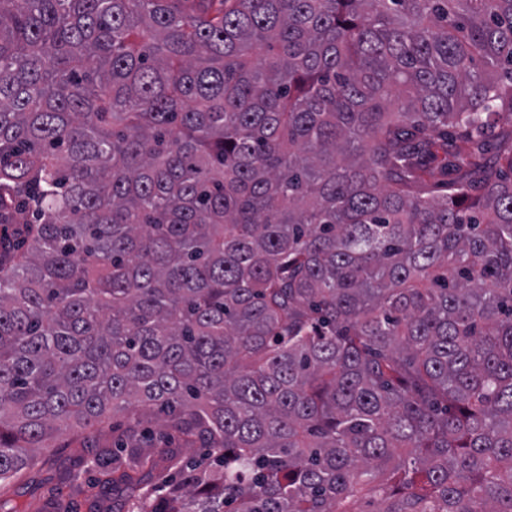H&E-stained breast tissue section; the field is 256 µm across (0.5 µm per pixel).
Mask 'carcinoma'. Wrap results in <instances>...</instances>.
Instances as JSON below:
<instances>
[{
  "label": "carcinoma",
  "instance_id": "obj_1",
  "mask_svg": "<svg viewBox=\"0 0 512 512\" xmlns=\"http://www.w3.org/2000/svg\"><path fill=\"white\" fill-rule=\"evenodd\" d=\"M26 213L0 512L111 410L132 512H512V0H0Z\"/></svg>",
  "mask_w": 512,
  "mask_h": 512
}]
</instances>
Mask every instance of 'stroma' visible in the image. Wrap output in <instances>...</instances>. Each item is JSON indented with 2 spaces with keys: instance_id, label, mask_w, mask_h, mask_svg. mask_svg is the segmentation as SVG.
I'll return each mask as SVG.
<instances>
[{
  "instance_id": "obj_1",
  "label": "stroma",
  "mask_w": 512,
  "mask_h": 512,
  "mask_svg": "<svg viewBox=\"0 0 512 512\" xmlns=\"http://www.w3.org/2000/svg\"><path fill=\"white\" fill-rule=\"evenodd\" d=\"M111 443L108 427L61 437L12 486L13 499L32 506L34 512H124L129 506L127 494L112 489L103 469L90 464L94 448Z\"/></svg>"
}]
</instances>
